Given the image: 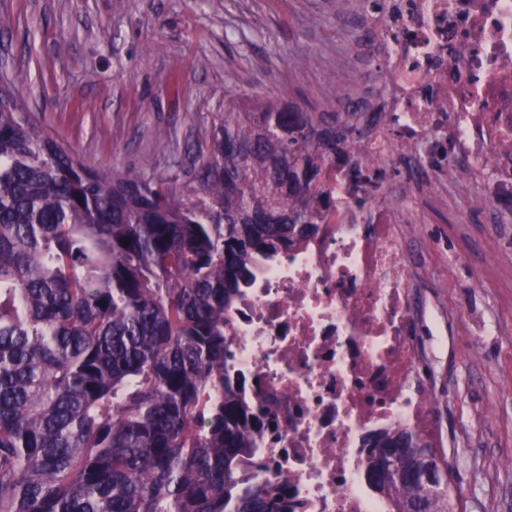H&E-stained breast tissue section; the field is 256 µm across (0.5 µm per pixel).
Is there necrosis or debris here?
<instances>
[{
  "mask_svg": "<svg viewBox=\"0 0 512 512\" xmlns=\"http://www.w3.org/2000/svg\"><path fill=\"white\" fill-rule=\"evenodd\" d=\"M372 31L384 57L369 107L386 125L338 170L335 223L260 261L226 310L242 397L255 431L258 482H287L294 512H387L364 479L370 434H438L418 380L420 267L407 225L472 195L492 224H512V0H401ZM412 162L397 195L358 175L368 160Z\"/></svg>",
  "mask_w": 512,
  "mask_h": 512,
  "instance_id": "obj_1",
  "label": "necrosis or debris"
}]
</instances>
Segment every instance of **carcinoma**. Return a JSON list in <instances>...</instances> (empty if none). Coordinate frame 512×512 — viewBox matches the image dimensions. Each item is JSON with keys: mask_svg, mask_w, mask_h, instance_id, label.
Listing matches in <instances>:
<instances>
[{"mask_svg": "<svg viewBox=\"0 0 512 512\" xmlns=\"http://www.w3.org/2000/svg\"><path fill=\"white\" fill-rule=\"evenodd\" d=\"M360 94L321 112L231 100L190 165L155 175L100 170L0 86V512H291L286 487L253 482L224 311L258 258L333 209ZM400 435L370 445L371 489ZM380 494L390 512H455L431 485Z\"/></svg>", "mask_w": 512, "mask_h": 512, "instance_id": "1", "label": "carcinoma"}]
</instances>
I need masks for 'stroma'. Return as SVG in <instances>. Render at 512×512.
<instances>
[{
	"label": "stroma",
	"instance_id": "obj_1",
	"mask_svg": "<svg viewBox=\"0 0 512 512\" xmlns=\"http://www.w3.org/2000/svg\"><path fill=\"white\" fill-rule=\"evenodd\" d=\"M395 0H0V81L59 140L106 171L171 172L204 139L223 91L322 108L337 58ZM470 221L432 212L407 232L447 345L420 324V375L442 429L457 512H512V288L485 258L512 253L478 202ZM468 263L448 270L449 253Z\"/></svg>",
	"mask_w": 512,
	"mask_h": 512
}]
</instances>
